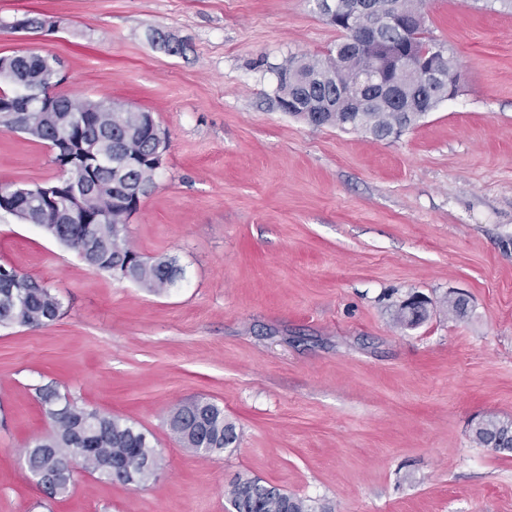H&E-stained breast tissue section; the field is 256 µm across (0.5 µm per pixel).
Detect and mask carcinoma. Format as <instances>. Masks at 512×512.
Returning <instances> with one entry per match:
<instances>
[{"instance_id": "1", "label": "carcinoma", "mask_w": 512, "mask_h": 512, "mask_svg": "<svg viewBox=\"0 0 512 512\" xmlns=\"http://www.w3.org/2000/svg\"><path fill=\"white\" fill-rule=\"evenodd\" d=\"M409 49L408 41L399 38L398 28L392 27L384 33L382 44L357 60L349 55V47L343 39L323 57L291 56L270 67L276 77L277 105L287 112L291 98L299 99L305 106L319 103L336 94L338 82L352 91L356 70L372 66L376 59L386 61L391 55ZM59 62L53 55L35 52L0 55V72L11 68L17 78V83L7 81L0 87V96L6 99L20 96L31 83L57 87L55 66ZM424 94V87L415 84L409 87L405 105L393 112L379 108L368 112H322L314 125L363 131L379 140L394 127L406 130L420 122L423 113L420 96ZM56 97L62 111L0 114V131L20 133L27 140L51 150L58 140L59 122L67 118L72 137L101 158H112V164L87 170L76 177L94 186L95 192L84 198V205L97 217V224L89 234L84 225L71 224L65 219L70 185L57 180L25 187L30 194L50 186L55 188L58 201L55 223H46V215L34 200L23 201L26 212L11 211L9 215L26 223L46 225L47 233L74 250L96 271L129 280L152 292L166 290L167 284L179 278L181 268L164 257L145 258L130 245L127 237L130 215L126 214L124 204L133 193L143 197L156 185L157 172L149 164L152 144L148 125L137 120L131 108L112 99L71 97L63 93ZM118 165L122 166L119 175L114 172ZM3 270L13 273V277L0 279V326L43 327L59 317L61 304L50 288L9 265L0 264V272ZM425 315L426 309L413 310L405 302L400 306L397 323L412 326ZM37 392L52 431L28 442L25 456L30 470L49 465L53 458L71 457L79 448H93L95 453L82 462V468L91 474L107 480L112 462L121 461L131 469L136 489L145 486L155 475L160 458L145 432L116 415L80 407L51 385L42 386ZM508 425L507 421L488 416L473 430V439L484 447L498 440L500 447L496 451L512 452L507 439ZM168 426L182 447L196 454L204 448L210 455L220 453L238 439L235 425L224 418V409L203 399L173 410ZM227 497L237 512H329L325 506L317 508L303 498L284 494L253 478H236L227 489Z\"/></svg>"}]
</instances>
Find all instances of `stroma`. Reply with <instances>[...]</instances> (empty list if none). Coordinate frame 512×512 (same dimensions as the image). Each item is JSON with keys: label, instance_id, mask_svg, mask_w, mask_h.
I'll return each instance as SVG.
<instances>
[{"label": "stroma", "instance_id": "1", "mask_svg": "<svg viewBox=\"0 0 512 512\" xmlns=\"http://www.w3.org/2000/svg\"><path fill=\"white\" fill-rule=\"evenodd\" d=\"M424 15L459 92L376 141L277 106L271 66L340 37L314 0H0V20L59 23L0 31L1 54H54L60 92L168 131L128 235L182 270L151 292L0 213V262L61 302L50 325L0 326V512H233L241 475L332 512H512V454L472 437L512 419V13L426 0ZM59 175L45 146L0 131V185ZM414 294L430 316L405 328ZM48 383L152 434V480L79 470L48 496L23 453L50 430ZM200 397L239 434L207 458L166 424Z\"/></svg>", "mask_w": 512, "mask_h": 512}]
</instances>
